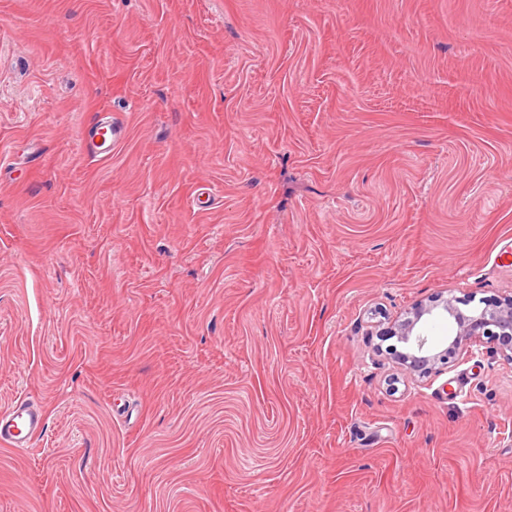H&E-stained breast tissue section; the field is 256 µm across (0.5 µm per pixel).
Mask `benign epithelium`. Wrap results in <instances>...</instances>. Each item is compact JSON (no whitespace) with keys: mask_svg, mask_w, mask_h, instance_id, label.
<instances>
[{"mask_svg":"<svg viewBox=\"0 0 512 512\" xmlns=\"http://www.w3.org/2000/svg\"><path fill=\"white\" fill-rule=\"evenodd\" d=\"M436 310L453 326V333L439 350L431 348L428 336L420 327L423 318L434 315ZM397 336L406 348L401 365L414 379L423 378L447 364L463 347L481 336L492 337L497 349L512 359V297L471 315L450 299L429 306L418 305L399 324Z\"/></svg>","mask_w":512,"mask_h":512,"instance_id":"benign-epithelium-1","label":"benign epithelium"}]
</instances>
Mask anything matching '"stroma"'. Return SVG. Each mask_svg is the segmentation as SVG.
I'll return each mask as SVG.
<instances>
[{"label": "stroma", "mask_w": 512, "mask_h": 512, "mask_svg": "<svg viewBox=\"0 0 512 512\" xmlns=\"http://www.w3.org/2000/svg\"><path fill=\"white\" fill-rule=\"evenodd\" d=\"M510 295L512 0H0V512H512ZM123 130L121 127L115 125L111 121H101L95 127L93 134L91 135L90 144L96 148L104 147L106 144L111 146L122 138ZM99 137L101 143L96 142V138ZM437 309H440L438 315L453 326V333L440 350L431 348L428 336L419 326L425 316H433ZM396 335L406 348L400 364L414 379L447 364L463 347L481 336H491L497 349L512 360V297L471 315L465 314L451 299L429 306L417 305L399 324ZM40 408L17 402L0 411V445L16 450H27L34 436L44 429Z\"/></svg>", "instance_id": "35a3bbf8"}]
</instances>
